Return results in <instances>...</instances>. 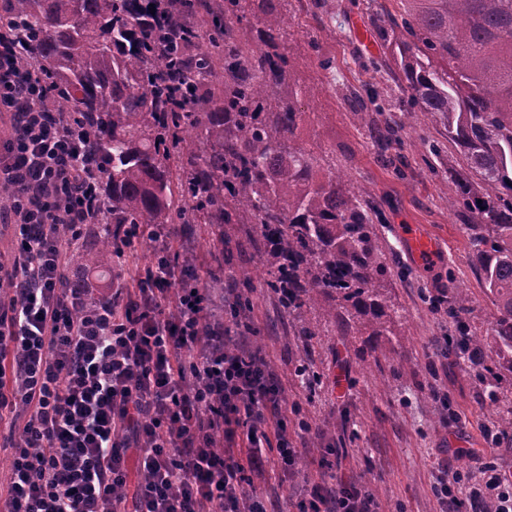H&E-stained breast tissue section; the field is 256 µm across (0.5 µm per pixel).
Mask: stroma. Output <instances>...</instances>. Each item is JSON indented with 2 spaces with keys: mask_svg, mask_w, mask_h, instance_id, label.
I'll return each mask as SVG.
<instances>
[{
  "mask_svg": "<svg viewBox=\"0 0 512 512\" xmlns=\"http://www.w3.org/2000/svg\"><path fill=\"white\" fill-rule=\"evenodd\" d=\"M370 3L291 0L284 11L297 59L292 80L315 92L301 103L311 122L298 136L376 205L379 230L390 245L386 286L400 319L373 350L355 331L311 339L295 335L277 295L259 275L257 225H235L224 251L225 282L243 269L256 272L254 330L235 333L234 344L263 349L288 406L312 426L305 432L296 419L288 420V437L301 451L299 469L269 475L256 486L272 512H294L308 484L322 480L332 488L341 480L366 484L379 506L399 512H440L432 492L439 464L477 470L486 428L498 424L500 408L512 405V382H503L497 401H490L474 373L448 355L445 339L456 329L432 304L452 289H469L472 310L466 320L482 333L496 312L472 264L465 226L448 209L455 194L448 171L461 168V161L447 144L439 155L429 153V144L440 141V127L423 115L402 132L398 145L380 152L349 104L350 92L369 83L389 93L395 89L386 73L365 67L389 57ZM407 224L425 226L438 240L433 260L420 264L411 257L402 236ZM303 362L321 374L320 384L307 385L298 376ZM326 448L340 453L334 479L318 466Z\"/></svg>",
  "mask_w": 512,
  "mask_h": 512,
  "instance_id": "stroma-1",
  "label": "stroma"
}]
</instances>
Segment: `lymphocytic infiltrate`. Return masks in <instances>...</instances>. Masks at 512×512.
I'll list each match as a JSON object with an SVG mask.
<instances>
[{"label": "lymphocytic infiltrate", "mask_w": 512, "mask_h": 512, "mask_svg": "<svg viewBox=\"0 0 512 512\" xmlns=\"http://www.w3.org/2000/svg\"><path fill=\"white\" fill-rule=\"evenodd\" d=\"M0 426L10 468L0 512H267L252 491L295 470L283 390L260 348L233 345L213 292L184 276L169 226L116 225L112 251L149 244L156 261L111 288L74 287L69 261L98 201L81 138L50 122L42 89L0 43ZM137 455L141 477L130 481ZM443 512H512V473L486 454L478 473L440 470ZM297 512H377L364 486L313 484Z\"/></svg>", "instance_id": "f902f5d3"}]
</instances>
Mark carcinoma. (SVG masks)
<instances>
[{
    "mask_svg": "<svg viewBox=\"0 0 512 512\" xmlns=\"http://www.w3.org/2000/svg\"><path fill=\"white\" fill-rule=\"evenodd\" d=\"M285 0H0V30L22 44L25 67L74 117L105 166L98 190L102 248L82 266L112 265L114 224H211L220 245L235 224H257L264 283L301 336L336 323L388 335L398 311L384 282L386 242L372 201L298 141L314 91L286 84ZM389 70L406 102L403 127L423 114L464 160L448 210L461 216L471 259L496 314L485 336L464 330L449 353L497 398L512 375V0H394ZM167 23L147 21L150 8ZM249 38H240V25ZM379 99L353 100L361 117ZM251 273L230 314L251 330ZM472 298L457 288L448 318Z\"/></svg>",
    "mask_w": 512,
    "mask_h": 512,
    "instance_id": "obj_1",
    "label": "carcinoma"
}]
</instances>
